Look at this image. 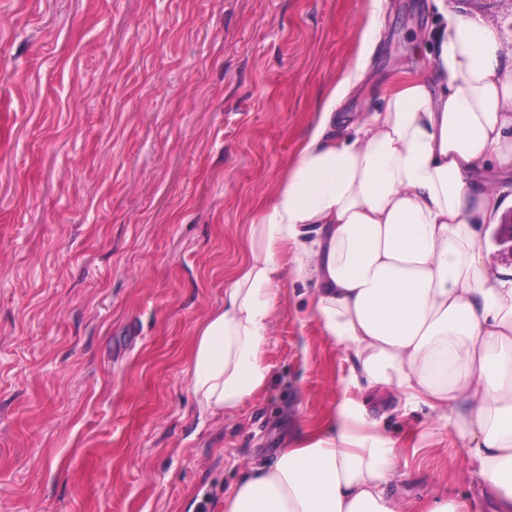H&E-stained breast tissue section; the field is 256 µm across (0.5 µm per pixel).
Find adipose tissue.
Instances as JSON below:
<instances>
[{"label":"adipose tissue","instance_id":"ef3b65f1","mask_svg":"<svg viewBox=\"0 0 512 512\" xmlns=\"http://www.w3.org/2000/svg\"><path fill=\"white\" fill-rule=\"evenodd\" d=\"M432 69L378 108L338 112L369 74L371 14L353 68L323 98L273 199L249 224V257L197 328L187 370L200 414L244 405L269 377L265 353L285 276L350 354L344 386L426 407L450 429L499 512H512V271L488 266L483 225L512 177V51L483 18L434 0ZM400 447L352 399L250 466L224 512H473L468 496L418 506L396 496Z\"/></svg>","mask_w":512,"mask_h":512}]
</instances>
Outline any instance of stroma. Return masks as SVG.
I'll list each match as a JSON object with an SVG mask.
<instances>
[{"instance_id": "35a3bbf8", "label": "stroma", "mask_w": 512, "mask_h": 512, "mask_svg": "<svg viewBox=\"0 0 512 512\" xmlns=\"http://www.w3.org/2000/svg\"><path fill=\"white\" fill-rule=\"evenodd\" d=\"M512 48V0H447ZM370 0H0V512H224L294 423L319 428L350 361L281 283L266 385L199 422L195 331L248 255ZM433 0H383L364 112L427 75ZM418 503L493 512L451 432L389 416Z\"/></svg>"}]
</instances>
